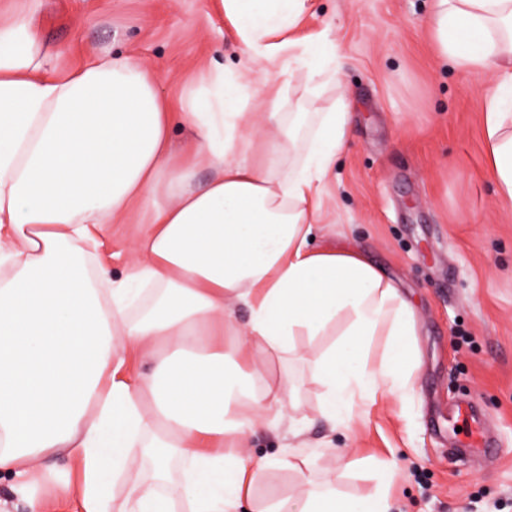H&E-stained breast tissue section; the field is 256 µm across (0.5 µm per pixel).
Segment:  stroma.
<instances>
[{
	"label": "stroma",
	"mask_w": 512,
	"mask_h": 512,
	"mask_svg": "<svg viewBox=\"0 0 512 512\" xmlns=\"http://www.w3.org/2000/svg\"><path fill=\"white\" fill-rule=\"evenodd\" d=\"M430 0H317L303 33L331 41L339 84L317 108L338 98L349 112L350 139L325 186L317 243L358 250L381 268L415 312L420 362L406 402L354 400L349 426L318 413L322 386L315 360L346 329L300 337V436L287 422L252 436L250 453L279 456L299 445L317 455L311 482L331 481L357 498L377 481L362 461L392 463V512H512V202L488 174L482 96L486 72H464L436 57L427 15ZM42 38L62 61H88L103 48L142 60L159 72L163 97L179 98L200 78L216 48L226 65L250 68L235 48L212 0H42ZM112 225L98 257L120 277L130 261V223ZM476 405L498 451L453 454L449 413ZM309 484L294 472L256 475L258 503L300 497Z\"/></svg>",
	"instance_id": "obj_1"
}]
</instances>
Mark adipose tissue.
Segmentation results:
<instances>
[{
	"label": "adipose tissue",
	"instance_id": "adipose-tissue-1",
	"mask_svg": "<svg viewBox=\"0 0 512 512\" xmlns=\"http://www.w3.org/2000/svg\"><path fill=\"white\" fill-rule=\"evenodd\" d=\"M216 2L238 49L269 62L263 86L214 58L175 103L134 58L56 63L35 24L41 0L0 10V473L29 512H47L49 488L82 512H242L256 473L304 476L307 456L246 451L284 410L303 420L295 379L259 384L261 362L340 315L343 339L314 363L321 416L339 425L352 398L413 391L410 304L360 252L314 243L349 137L344 102L282 110L287 93L310 101L339 80L320 68L330 42L299 33L315 0ZM427 25L439 58L496 76L487 164L512 201V0H432ZM176 126L190 132L178 152ZM202 165L215 175L199 186ZM148 200L126 274L92 266L108 225ZM132 355L151 370H130ZM253 512L390 505L380 490L355 499L326 484Z\"/></svg>",
	"mask_w": 512,
	"mask_h": 512
}]
</instances>
